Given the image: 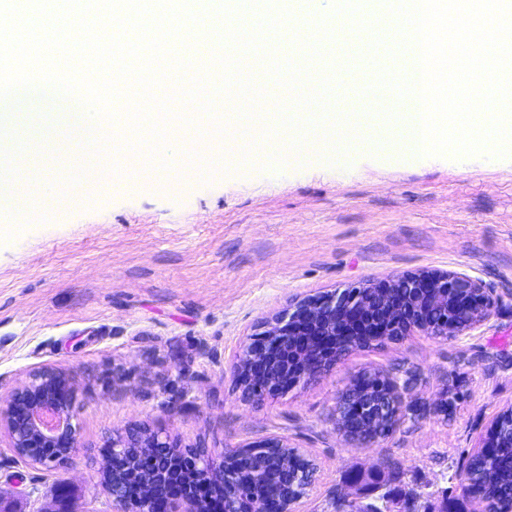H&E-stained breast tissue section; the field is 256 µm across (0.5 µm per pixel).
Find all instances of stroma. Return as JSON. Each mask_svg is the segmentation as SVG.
<instances>
[{
    "mask_svg": "<svg viewBox=\"0 0 512 512\" xmlns=\"http://www.w3.org/2000/svg\"><path fill=\"white\" fill-rule=\"evenodd\" d=\"M348 61L334 98L377 77L355 24L320 46ZM345 150L333 163L270 154L226 159L210 176L154 170L97 194L65 177L86 156L45 127L20 129L28 163L76 196L44 222L0 230V405L30 374L73 384L82 448L72 463L18 459L0 432V496L15 512H51L58 482L73 512H112L100 476L113 432L145 425L218 456L278 435L314 460L303 512H337L349 496L383 512H479L459 479L473 448L512 408V157H424ZM478 279L495 307L453 339L418 332L353 352L324 375L244 401L232 368L262 324L298 300L409 272ZM382 372L408 384L416 416L364 447L336 427L352 380ZM453 404L449 415L433 401Z\"/></svg>",
    "mask_w": 512,
    "mask_h": 512,
    "instance_id": "1",
    "label": "stroma"
}]
</instances>
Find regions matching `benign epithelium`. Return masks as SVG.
<instances>
[{"label": "benign epithelium", "mask_w": 512, "mask_h": 512, "mask_svg": "<svg viewBox=\"0 0 512 512\" xmlns=\"http://www.w3.org/2000/svg\"><path fill=\"white\" fill-rule=\"evenodd\" d=\"M491 308L481 283L460 272L408 273L381 284L310 297L243 346L235 365L236 384L245 399L259 402L321 376L340 356L361 348L354 342L336 350L338 336H362L370 345L415 331L454 338L488 320ZM0 429L7 432L9 448L24 461L71 462L81 448L71 381L53 369L36 371L0 407ZM507 433L512 435V410L493 425V434L480 450L489 451ZM110 446L113 512H301L302 499L288 498L289 444L281 436L238 446L233 454L237 462L247 459L253 448L282 449L276 463L280 495L275 506L261 511L245 508L242 499L227 492L219 505L211 501L212 486L226 490L243 474L223 456L185 449L191 460L190 478L180 491L164 452L178 444L163 431L130 428L114 434ZM41 448H60L62 453L47 457Z\"/></svg>", "instance_id": "obj_1"}]
</instances>
